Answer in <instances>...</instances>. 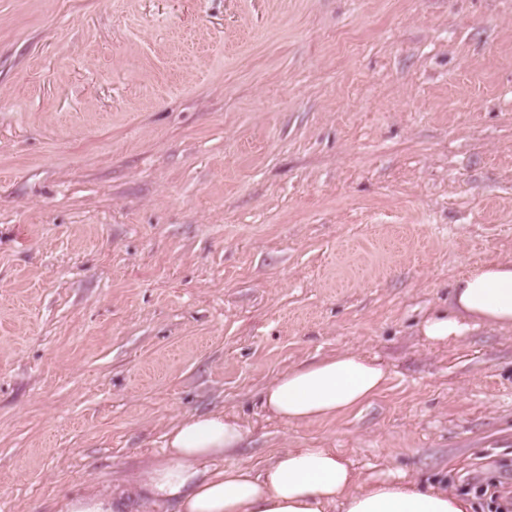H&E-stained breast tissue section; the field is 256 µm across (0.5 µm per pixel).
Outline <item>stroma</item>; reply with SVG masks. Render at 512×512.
I'll return each mask as SVG.
<instances>
[{
    "instance_id": "obj_1",
    "label": "stroma",
    "mask_w": 512,
    "mask_h": 512,
    "mask_svg": "<svg viewBox=\"0 0 512 512\" xmlns=\"http://www.w3.org/2000/svg\"><path fill=\"white\" fill-rule=\"evenodd\" d=\"M512 259V0H0V512L243 417L512 483V331L421 320ZM388 387L293 426L263 387L343 350Z\"/></svg>"
}]
</instances>
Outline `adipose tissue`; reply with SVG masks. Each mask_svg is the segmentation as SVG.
<instances>
[{"mask_svg":"<svg viewBox=\"0 0 512 512\" xmlns=\"http://www.w3.org/2000/svg\"><path fill=\"white\" fill-rule=\"evenodd\" d=\"M486 326L512 330V260L495 259L459 275L446 309L423 319L434 344ZM388 369L377 358L345 350L294 365L262 393L273 418L302 425L333 421L385 389ZM248 429L216 410L177 420L158 455L113 483L90 482L50 504V512H136L147 503L161 512H473L466 496L401 471L368 476L333 448H285L262 467L234 462Z\"/></svg>","mask_w":512,"mask_h":512,"instance_id":"1","label":"adipose tissue"}]
</instances>
